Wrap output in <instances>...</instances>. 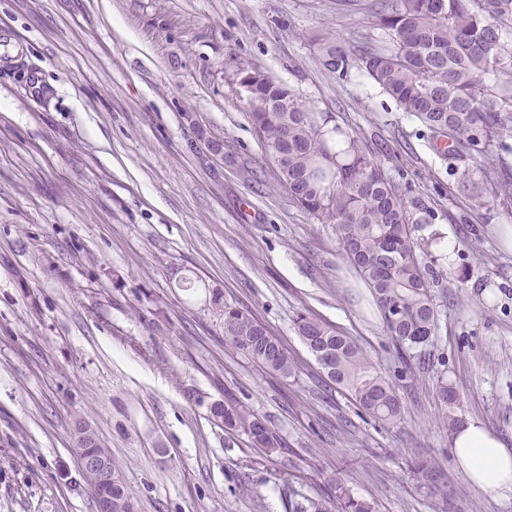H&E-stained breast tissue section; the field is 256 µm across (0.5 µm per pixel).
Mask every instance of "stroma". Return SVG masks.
I'll use <instances>...</instances> for the list:
<instances>
[{"label": "stroma", "mask_w": 512, "mask_h": 512, "mask_svg": "<svg viewBox=\"0 0 512 512\" xmlns=\"http://www.w3.org/2000/svg\"><path fill=\"white\" fill-rule=\"evenodd\" d=\"M369 0H0V512H97L73 451L86 421L137 512H292L337 484L372 512H512L455 463L459 419L512 442V207L473 159L449 164L370 81H339L308 34L378 38ZM269 71L358 137L406 189L438 321L411 377L333 225L276 184L225 67ZM194 280L191 288L183 279ZM298 364L283 378L226 344L212 290ZM351 336L402 398L401 423L328 388L298 314ZM235 400L274 451L215 422ZM413 473L420 486L427 488L432 494L440 497L443 506L442 509H444L441 511L447 512L448 486L445 488L443 485H440L439 481L437 480L441 473V467L438 465V463L433 462L416 464Z\"/></svg>", "instance_id": "stroma-1"}]
</instances>
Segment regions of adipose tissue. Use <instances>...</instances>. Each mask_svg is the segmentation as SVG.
Here are the masks:
<instances>
[{"mask_svg": "<svg viewBox=\"0 0 512 512\" xmlns=\"http://www.w3.org/2000/svg\"><path fill=\"white\" fill-rule=\"evenodd\" d=\"M453 454L469 478L496 496L512 494V450L480 422L468 419L450 438Z\"/></svg>", "mask_w": 512, "mask_h": 512, "instance_id": "adipose-tissue-1", "label": "adipose tissue"}]
</instances>
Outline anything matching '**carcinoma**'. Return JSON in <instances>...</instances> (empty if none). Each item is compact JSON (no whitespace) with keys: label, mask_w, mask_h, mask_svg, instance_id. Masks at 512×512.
I'll return each mask as SVG.
<instances>
[{"label":"carcinoma","mask_w":512,"mask_h":512,"mask_svg":"<svg viewBox=\"0 0 512 512\" xmlns=\"http://www.w3.org/2000/svg\"><path fill=\"white\" fill-rule=\"evenodd\" d=\"M369 17L383 33L379 46L364 42L354 49L329 31L312 34L323 69L338 79L354 71L366 77L426 126L448 162L479 157L492 192L512 196V182L496 176L497 145L512 131V0H373ZM228 65L279 183L318 223L335 225L345 256L373 290L387 334L411 354L428 341L438 311L402 189L358 138L328 126L327 116L295 89L257 66L236 59ZM211 304L232 346L277 375L295 372L286 348L251 313L218 291ZM294 325L329 381L362 411L387 424L400 421L399 396L366 351L305 314ZM219 416L225 429L275 448L270 429L237 405L224 404ZM440 473L436 462L414 467L417 482L447 512ZM336 509L370 512L345 489Z\"/></svg>","instance_id":"carcinoma-1"}]
</instances>
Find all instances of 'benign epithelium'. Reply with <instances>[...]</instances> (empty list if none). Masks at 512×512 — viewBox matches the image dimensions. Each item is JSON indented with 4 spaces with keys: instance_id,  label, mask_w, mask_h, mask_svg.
I'll return each instance as SVG.
<instances>
[{
    "instance_id": "7a95c632",
    "label": "benign epithelium",
    "mask_w": 512,
    "mask_h": 512,
    "mask_svg": "<svg viewBox=\"0 0 512 512\" xmlns=\"http://www.w3.org/2000/svg\"><path fill=\"white\" fill-rule=\"evenodd\" d=\"M75 439L83 442L75 453L82 474L98 491V512H134L131 501L112 493V458L99 447L95 435L83 428L75 431Z\"/></svg>"
}]
</instances>
